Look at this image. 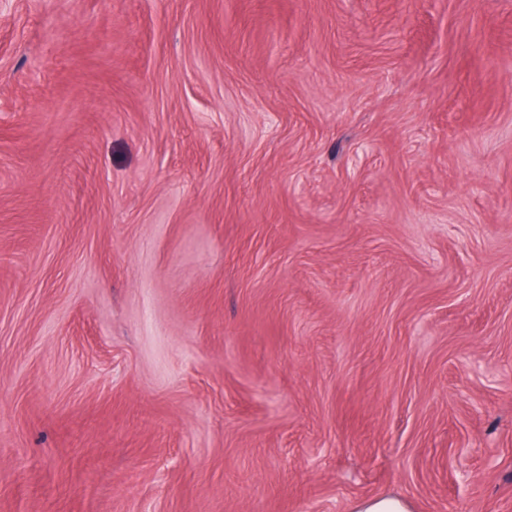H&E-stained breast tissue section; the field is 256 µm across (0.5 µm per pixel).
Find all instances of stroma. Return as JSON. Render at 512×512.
Instances as JSON below:
<instances>
[{
  "instance_id": "stroma-1",
  "label": "stroma",
  "mask_w": 512,
  "mask_h": 512,
  "mask_svg": "<svg viewBox=\"0 0 512 512\" xmlns=\"http://www.w3.org/2000/svg\"><path fill=\"white\" fill-rule=\"evenodd\" d=\"M512 512V0H0V512ZM352 512H412L410 501L403 495L390 493L355 501Z\"/></svg>"
}]
</instances>
